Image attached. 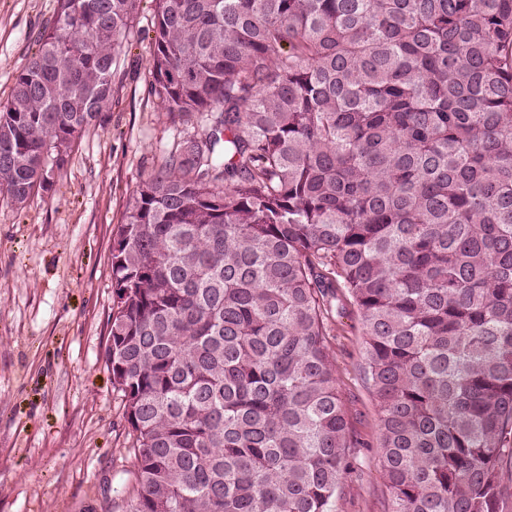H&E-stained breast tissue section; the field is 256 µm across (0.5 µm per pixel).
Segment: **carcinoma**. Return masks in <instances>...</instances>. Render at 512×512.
I'll list each match as a JSON object with an SVG mask.
<instances>
[{
	"mask_svg": "<svg viewBox=\"0 0 512 512\" xmlns=\"http://www.w3.org/2000/svg\"><path fill=\"white\" fill-rule=\"evenodd\" d=\"M199 135L131 196L105 350L122 512H336L361 326L387 512H512V0H156ZM137 0H57L0 109L16 205L112 101Z\"/></svg>",
	"mask_w": 512,
	"mask_h": 512,
	"instance_id": "cac0c4a2",
	"label": "carcinoma"
}]
</instances>
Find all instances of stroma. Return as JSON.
I'll return each instance as SVG.
<instances>
[{
    "instance_id": "stroma-1",
    "label": "stroma",
    "mask_w": 512,
    "mask_h": 512,
    "mask_svg": "<svg viewBox=\"0 0 512 512\" xmlns=\"http://www.w3.org/2000/svg\"><path fill=\"white\" fill-rule=\"evenodd\" d=\"M155 0H139L112 101L53 188L24 206L0 193V512H115L130 444L105 365L112 239L142 181L187 135L150 91ZM57 0H0V104L52 26ZM360 324L336 316L332 351L352 431L336 512H386L378 408L360 372Z\"/></svg>"
}]
</instances>
